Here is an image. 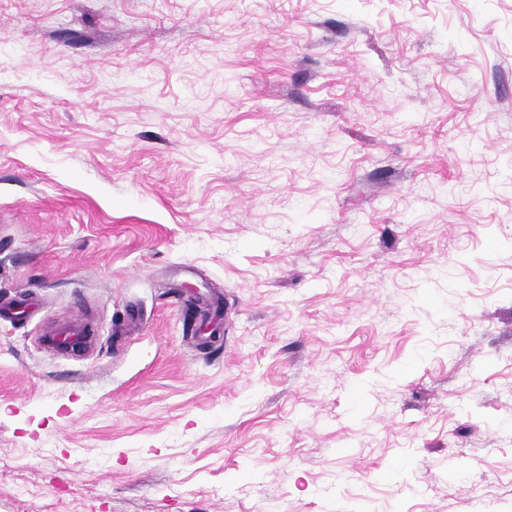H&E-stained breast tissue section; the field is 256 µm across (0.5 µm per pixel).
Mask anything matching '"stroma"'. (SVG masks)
Listing matches in <instances>:
<instances>
[{
  "mask_svg": "<svg viewBox=\"0 0 512 512\" xmlns=\"http://www.w3.org/2000/svg\"><path fill=\"white\" fill-rule=\"evenodd\" d=\"M22 293L0 512H512V0H0Z\"/></svg>",
  "mask_w": 512,
  "mask_h": 512,
  "instance_id": "stroma-1",
  "label": "stroma"
}]
</instances>
